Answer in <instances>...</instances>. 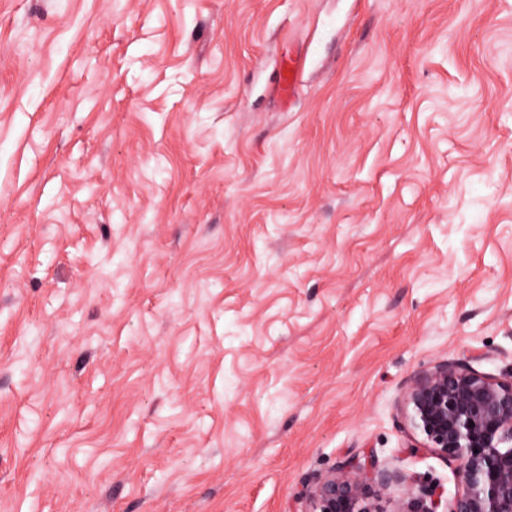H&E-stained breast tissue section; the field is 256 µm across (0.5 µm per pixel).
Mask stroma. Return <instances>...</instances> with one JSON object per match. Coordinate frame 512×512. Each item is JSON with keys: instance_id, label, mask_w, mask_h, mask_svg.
<instances>
[{"instance_id": "1", "label": "stroma", "mask_w": 512, "mask_h": 512, "mask_svg": "<svg viewBox=\"0 0 512 512\" xmlns=\"http://www.w3.org/2000/svg\"><path fill=\"white\" fill-rule=\"evenodd\" d=\"M457 360L512 373V0H0V512L451 498ZM350 472L356 476L352 477ZM406 478L381 468L373 453L364 455L363 460L353 458L306 489L304 498L309 507L305 512H381L372 510L370 499Z\"/></svg>"}]
</instances>
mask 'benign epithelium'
Masks as SVG:
<instances>
[{"instance_id": "1", "label": "benign epithelium", "mask_w": 512, "mask_h": 512, "mask_svg": "<svg viewBox=\"0 0 512 512\" xmlns=\"http://www.w3.org/2000/svg\"><path fill=\"white\" fill-rule=\"evenodd\" d=\"M404 408L423 448L456 463L459 489L446 512H512V374L441 363L414 376ZM405 480L372 453L353 458L306 489V512H374L370 499ZM441 498L425 490L403 512H438Z\"/></svg>"}]
</instances>
